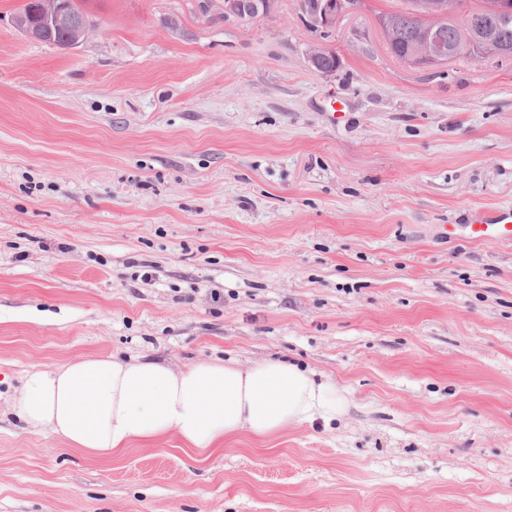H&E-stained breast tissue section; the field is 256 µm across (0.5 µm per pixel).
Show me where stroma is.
Here are the masks:
<instances>
[{
	"instance_id": "35a3bbf8",
	"label": "stroma",
	"mask_w": 512,
	"mask_h": 512,
	"mask_svg": "<svg viewBox=\"0 0 512 512\" xmlns=\"http://www.w3.org/2000/svg\"><path fill=\"white\" fill-rule=\"evenodd\" d=\"M397 2L324 34L299 0H88L65 51L0 0V512H512V240L464 227L512 207V60L405 67ZM112 354L292 362L349 407L109 462L8 413L31 367ZM200 11L209 16L229 17L245 20L251 18H269L275 11V0H236V8L229 11L227 0H203L199 2Z\"/></svg>"
}]
</instances>
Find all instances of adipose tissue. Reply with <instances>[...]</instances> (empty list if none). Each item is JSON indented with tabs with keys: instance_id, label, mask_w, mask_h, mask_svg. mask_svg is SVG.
Returning <instances> with one entry per match:
<instances>
[{
	"instance_id": "ef3b65f1",
	"label": "adipose tissue",
	"mask_w": 512,
	"mask_h": 512,
	"mask_svg": "<svg viewBox=\"0 0 512 512\" xmlns=\"http://www.w3.org/2000/svg\"><path fill=\"white\" fill-rule=\"evenodd\" d=\"M345 400L313 372L280 361L248 367L202 361L176 368L157 360L81 356L32 369L9 413L98 461L174 436L203 455L247 432L341 418Z\"/></svg>"
}]
</instances>
